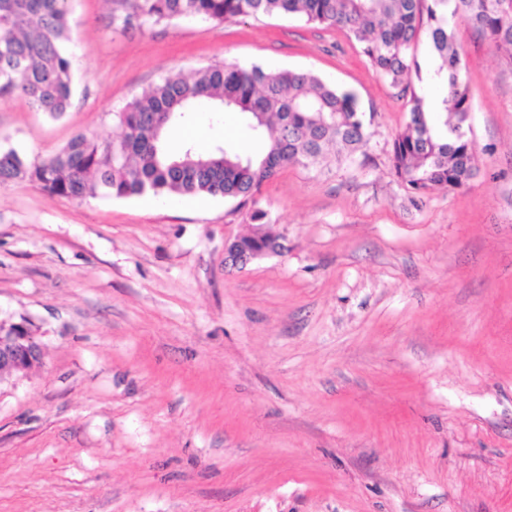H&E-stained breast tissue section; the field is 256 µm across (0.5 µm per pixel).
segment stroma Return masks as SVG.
I'll list each match as a JSON object with an SVG mask.
<instances>
[{
    "label": "stroma",
    "instance_id": "1",
    "mask_svg": "<svg viewBox=\"0 0 512 512\" xmlns=\"http://www.w3.org/2000/svg\"><path fill=\"white\" fill-rule=\"evenodd\" d=\"M72 0L58 120L0 97L29 158L119 137L125 104L216 63L314 71L373 114L354 162L288 166L257 206L0 185V320L42 364L0 379V512H512V61L458 25L479 170L413 207L391 166L408 114L358 45L294 17L112 27ZM195 148L265 145L199 106ZM242 250L250 252H260L263 248L270 246H280L282 244L278 242V239L269 235L266 232H255L252 235L244 236L232 241H227L224 245V264L225 266L238 267L245 266L250 261L258 257L259 255L250 254L248 252H242L239 249V245Z\"/></svg>",
    "mask_w": 512,
    "mask_h": 512
}]
</instances>
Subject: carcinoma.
I'll return each instance as SVG.
<instances>
[{"label":"carcinoma","mask_w":512,"mask_h":512,"mask_svg":"<svg viewBox=\"0 0 512 512\" xmlns=\"http://www.w3.org/2000/svg\"><path fill=\"white\" fill-rule=\"evenodd\" d=\"M69 5L0 0V95L16 94L53 119L68 112L74 93ZM258 16H291L343 30L398 89L408 120L393 141L392 170L411 205L431 190L455 191L475 177L476 145L465 130L473 103L456 25L464 23L512 60V0H112L111 22L127 31L186 18ZM424 38L441 60L430 106L413 85V78H421L415 50ZM201 103L216 113H237L265 142L264 153L244 157L231 143L205 154L192 146L168 152V128ZM118 119L120 138L78 134L45 160L0 146V184L29 179L50 195L75 199L151 191L254 205L263 184L284 166L354 160L371 124L354 94L312 71L237 63L209 65L188 76L170 73L128 102ZM239 245L259 252L279 242L256 232L239 238Z\"/></svg>","instance_id":"cac0c4a2"}]
</instances>
